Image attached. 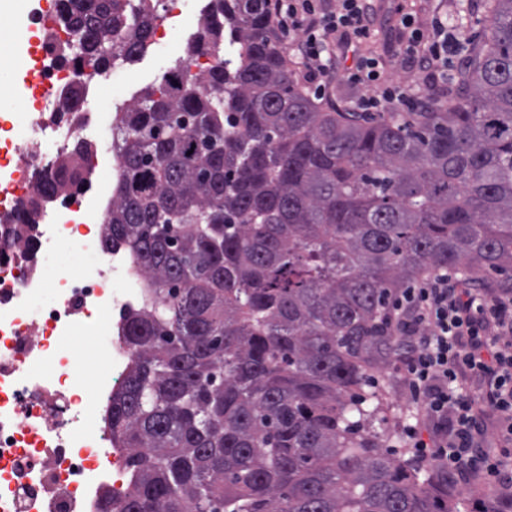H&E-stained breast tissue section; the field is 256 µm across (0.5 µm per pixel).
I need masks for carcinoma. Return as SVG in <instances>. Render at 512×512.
Returning a JSON list of instances; mask_svg holds the SVG:
<instances>
[{
	"label": "carcinoma",
	"instance_id": "carcinoma-1",
	"mask_svg": "<svg viewBox=\"0 0 512 512\" xmlns=\"http://www.w3.org/2000/svg\"><path fill=\"white\" fill-rule=\"evenodd\" d=\"M57 2L58 57L95 72L156 29L152 0ZM208 2V92L169 70L112 126L103 243L150 294L106 417L127 488L102 512H461L382 446L364 352L391 343L383 307L424 270L512 292V0L490 3L452 101L411 121L322 108L288 73L269 0ZM92 153L74 142L43 199L86 184Z\"/></svg>",
	"mask_w": 512,
	"mask_h": 512
}]
</instances>
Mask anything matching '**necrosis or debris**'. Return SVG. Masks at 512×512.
I'll return each instance as SVG.
<instances>
[{"instance_id":"1","label":"necrosis or debris","mask_w":512,"mask_h":512,"mask_svg":"<svg viewBox=\"0 0 512 512\" xmlns=\"http://www.w3.org/2000/svg\"><path fill=\"white\" fill-rule=\"evenodd\" d=\"M50 46L35 41L26 88L34 109L20 115L10 147L0 152V213L26 208L40 179L56 169L52 142L69 144L110 115L80 103L48 119L45 108L74 82L99 91L98 75L75 65L53 67ZM109 186L76 207L44 213L27 239L0 232V512H100L107 494L121 493L127 449L117 447L105 422L112 394L124 380L131 350L125 317L148 296L142 276L122 247L100 240ZM56 251L88 246L93 259L80 273L38 260L28 242ZM92 337L75 351L74 341Z\"/></svg>"}]
</instances>
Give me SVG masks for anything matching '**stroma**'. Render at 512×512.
Returning <instances> with one entry per match:
<instances>
[{
	"instance_id": "stroma-1",
	"label": "stroma",
	"mask_w": 512,
	"mask_h": 512,
	"mask_svg": "<svg viewBox=\"0 0 512 512\" xmlns=\"http://www.w3.org/2000/svg\"><path fill=\"white\" fill-rule=\"evenodd\" d=\"M177 3L182 11L184 31L174 32L163 16L170 3ZM376 9V24L368 40L362 45L363 51L381 56L385 61L384 75L394 84L421 83L419 73L404 67L396 56L399 38V19L408 13L419 25H429L432 17H446L449 24L459 28L463 41H470L482 34L486 17L487 0H373ZM49 0H14L10 9L0 13V26L4 29H18L22 38L43 35L53 15L48 12ZM161 19L158 34L153 38L144 55L131 64H116L106 72V86L113 92L122 93L125 101H135L147 87L159 84L166 68L178 55L177 43L185 42L187 30L198 28L201 10L205 0H153ZM29 54L27 46H14L11 39L0 41V65H14L11 87L10 109L0 111V147L9 142L12 128L19 112L28 106L25 76ZM403 353L391 354L383 363L374 365L370 371L373 386L386 390L392 409L387 414L386 427L392 435L386 440L387 448L404 451L408 448L405 437L406 426L416 424L422 412L414 404L403 386Z\"/></svg>"
}]
</instances>
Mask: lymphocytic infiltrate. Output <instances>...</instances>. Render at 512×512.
Masks as SVG:
<instances>
[{"instance_id":"f902f5d3","label":"lymphocytic infiltrate","mask_w":512,"mask_h":512,"mask_svg":"<svg viewBox=\"0 0 512 512\" xmlns=\"http://www.w3.org/2000/svg\"><path fill=\"white\" fill-rule=\"evenodd\" d=\"M275 14L316 95L331 87L336 69L327 57L332 54L353 60L345 79L359 94L350 100V111L362 116L402 107L427 111L418 86H386L380 58L360 52L374 25L369 0H336L332 8L315 0H276ZM400 23L406 31L398 51L402 63L426 81L446 82L459 52L458 31L439 17L425 30L408 14ZM383 320L399 345L410 349L404 381L411 398L426 420L439 424L430 436L409 426L406 436L415 455L451 474L505 482L512 465V294L468 288L456 274L439 270L401 289L387 302ZM488 413L498 422L497 447L481 445L480 420Z\"/></svg>"}]
</instances>
